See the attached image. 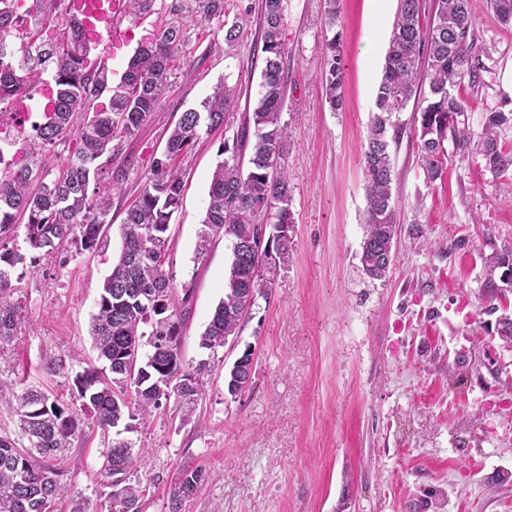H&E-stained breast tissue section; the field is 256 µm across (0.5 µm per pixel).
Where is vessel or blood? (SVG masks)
I'll use <instances>...</instances> for the list:
<instances>
[{
	"instance_id": "1",
	"label": "vessel or blood",
	"mask_w": 512,
	"mask_h": 512,
	"mask_svg": "<svg viewBox=\"0 0 512 512\" xmlns=\"http://www.w3.org/2000/svg\"><path fill=\"white\" fill-rule=\"evenodd\" d=\"M69 9L103 52H110L113 43L127 31L128 0H69Z\"/></svg>"
}]
</instances>
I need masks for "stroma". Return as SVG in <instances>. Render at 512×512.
<instances>
[{"mask_svg": "<svg viewBox=\"0 0 512 512\" xmlns=\"http://www.w3.org/2000/svg\"><path fill=\"white\" fill-rule=\"evenodd\" d=\"M177 0H156L152 16L130 25L112 47L120 81ZM484 69L461 85L469 124L512 110V28L486 0H472ZM258 0H224V17L187 20L189 44L171 62L169 89L136 136L122 140L125 165L105 163L101 192L113 183L109 245L43 260L44 274L16 292L26 316L1 361L0 378L70 400L76 372L93 363L89 335L100 288L120 248L124 210L140 192L152 159L182 112L221 81L240 88L223 128L201 133L179 160L184 188L169 228L175 283L197 282L182 353L207 358L199 335L224 295L230 243L217 238L204 266L193 263L210 175L224 144L252 112L264 67ZM325 0H287L288 53L281 160L291 184L293 257L268 297L245 313L238 336L219 350L208 392L189 422L166 409L132 433L146 451L139 471L150 483L143 512H168L169 492L186 463L206 481L185 512H512V345L497 332L512 316V286L487 297L485 260L512 249V195L500 189L477 152L450 154L442 181L426 186L412 141L414 114L397 113L390 144L392 192L399 203L394 262L385 280L358 269L365 209L362 154L397 0H340L336 28L322 23ZM239 25L235 43L224 29ZM340 37L344 105L331 111L319 81L322 52ZM251 350L254 375L237 396L224 371ZM65 358L63 370L49 365ZM104 448L96 426L66 452L73 496L96 503Z\"/></svg>", "mask_w": 512, "mask_h": 512, "instance_id": "obj_1", "label": "stroma"}]
</instances>
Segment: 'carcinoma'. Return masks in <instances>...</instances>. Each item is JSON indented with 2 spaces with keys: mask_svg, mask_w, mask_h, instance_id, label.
<instances>
[{
  "mask_svg": "<svg viewBox=\"0 0 512 512\" xmlns=\"http://www.w3.org/2000/svg\"><path fill=\"white\" fill-rule=\"evenodd\" d=\"M487 6L502 25L512 27V0H487ZM285 11L286 0H261L265 59L259 96L236 142L220 151L197 235L196 266L205 264L209 256L214 240L210 227L239 242L238 252L230 257L224 297L200 334V347L212 353L238 335L247 308L257 296L269 294L272 276L288 265L292 253L293 239L275 237V264L262 271L248 250L251 227L262 215L271 213L276 224L293 223L290 183L281 165ZM190 12L210 22L224 16V0H192ZM19 20L17 0H0V106L45 82L47 75L54 96L51 110L32 125L34 134L16 152L11 171L0 174V353L24 324L21 304L14 299L15 282L38 275L41 259L68 247L106 248L104 230L112 224L111 201L99 194V159L107 152L110 161L119 159V142L135 135L156 111L169 86L171 61L188 41L180 23L161 25L114 86L111 72L92 62L90 44L73 16H68L59 42L15 40ZM474 25L472 0H432L429 8L423 0H398L362 157L366 209L360 271L371 280L386 278L390 265L382 248L397 233L390 154V142L398 133L394 113L410 107L417 115V161L427 184L442 179L449 140L459 153L476 150L489 172L502 179L500 187L512 192V150H505L498 136V129L512 125V113L487 114L477 134L468 122L458 120L468 112L458 89L466 80L476 86L481 71ZM427 78L426 96L422 88ZM320 81L331 111L340 110L345 68L336 38L325 46ZM105 94L108 105L95 107ZM237 103L236 88L221 82L199 108L182 113L164 151L153 158L144 187L125 211L121 248L90 321L97 359L106 363L108 371L90 365L76 373L71 404L33 386L14 394L19 438L0 436V512H52L69 491L65 453L83 433V415L93 420L103 439L100 475L108 492L100 508L142 512L148 485L138 477L134 443L120 438L121 432L136 431L169 403L179 410L182 421L189 420L206 394L213 368L209 360L193 366L182 359L185 312L195 288L192 279L176 286L167 265L169 226L183 189L173 160L192 149L202 130L223 126ZM71 137L74 151L63 164L51 167L44 149ZM21 217L24 249L15 244ZM489 264L502 269L501 282L512 281L511 250L494 254ZM242 382L241 366L235 363L224 373L227 393H241ZM113 429L116 439L110 437ZM204 480L201 466H182L169 495V512H182Z\"/></svg>",
  "mask_w": 512,
  "mask_h": 512,
  "instance_id": "1",
  "label": "carcinoma"
}]
</instances>
